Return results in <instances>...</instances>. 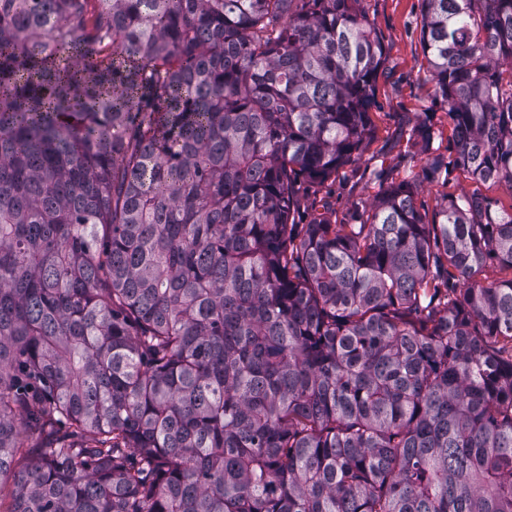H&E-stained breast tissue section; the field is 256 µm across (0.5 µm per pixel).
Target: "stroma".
Listing matches in <instances>:
<instances>
[{"instance_id": "1", "label": "stroma", "mask_w": 512, "mask_h": 512, "mask_svg": "<svg viewBox=\"0 0 512 512\" xmlns=\"http://www.w3.org/2000/svg\"><path fill=\"white\" fill-rule=\"evenodd\" d=\"M370 25L381 35L385 62L376 84V104L371 109L377 138L361 160L338 170L324 183L300 179L295 186L299 207L296 224L310 223L319 213L341 221L351 203L371 198L378 189L376 170L393 181L418 180L416 198L420 212L433 215L437 201L446 193L470 192L474 185L456 169L434 176L424 170L426 156L413 132L431 123L437 133L435 153L453 159L448 143L450 120L433 96V83L421 45L420 0H363Z\"/></svg>"}]
</instances>
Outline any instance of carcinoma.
<instances>
[{"label": "carcinoma", "mask_w": 512, "mask_h": 512, "mask_svg": "<svg viewBox=\"0 0 512 512\" xmlns=\"http://www.w3.org/2000/svg\"><path fill=\"white\" fill-rule=\"evenodd\" d=\"M361 3L0 0V512H512V204L293 228L375 139ZM422 4L512 195V0Z\"/></svg>", "instance_id": "cac0c4a2"}]
</instances>
